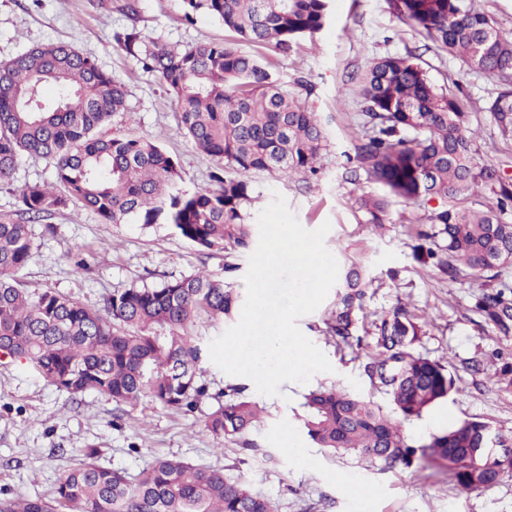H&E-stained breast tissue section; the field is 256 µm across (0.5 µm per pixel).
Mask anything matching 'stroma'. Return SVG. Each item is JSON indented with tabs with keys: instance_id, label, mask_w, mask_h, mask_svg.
<instances>
[{
	"instance_id": "35a3bbf8",
	"label": "stroma",
	"mask_w": 512,
	"mask_h": 512,
	"mask_svg": "<svg viewBox=\"0 0 512 512\" xmlns=\"http://www.w3.org/2000/svg\"><path fill=\"white\" fill-rule=\"evenodd\" d=\"M128 1L108 0L102 6L98 0H0V61L41 43H74L127 90L126 111L112 116L104 134L160 142L178 162L185 188L211 187L217 160L195 148L179 128L176 105L158 78L143 70L114 36L133 29L143 39L159 38L186 48L224 41L229 33L207 15L186 18L183 0H132L137 6L133 17L125 11ZM424 45V38L392 11L389 0H328L321 31L301 39L286 54L259 51L266 69L284 88L294 89L299 78L312 85L309 103L324 125L328 148L320 173L310 181L254 175L251 213L259 215L278 192L305 229L330 224L327 249L337 262H357L372 279L353 330L359 346L348 347L332 335L336 296L328 294L298 325L326 355L332 372L315 374L305 384L283 383L279 395L266 396L250 379L224 373L206 356L201 368L208 396L188 415L147 399L132 409L93 392L74 398L48 385L26 361L0 358V499L49 494L57 476L92 446L102 449L103 466L133 476L153 458L164 456L222 467L226 474L244 477L253 492L272 499L279 512H512V474L489 492L467 494L453 489L443 474L413 466H371L350 453L313 447L298 427L304 395L320 387H340L387 405L367 366L378 352L375 321L403 304L422 327L413 351L450 363L457 380L447 401L404 422L405 434L414 438L438 433L467 419L512 432V387L492 384L470 369L476 361L512 363V328H493L475 310L476 282L449 281L438 269L414 260L416 209L394 203L392 224L374 231L354 198L363 191L380 192V185L357 187L342 179L360 133L353 78L361 69L374 58L412 51L423 56L435 82L459 74L452 55L435 56ZM462 84L476 104L470 122L480 131L481 163L505 167L512 176V136H503L491 113L480 109L495 93L496 80L471 74ZM36 180L53 182L52 166L38 157H23L11 181L0 183V213L15 210L20 189ZM32 233L33 256L17 274L31 293L49 289L99 307L113 291L143 284L158 287L198 271L238 292L246 290L248 254L200 249L166 224H105L93 212L72 205L49 224L33 225ZM77 251L87 260L85 268L71 263ZM235 392L266 410L250 435L253 446L246 450L231 441L217 446L204 427L219 397Z\"/></svg>"
}]
</instances>
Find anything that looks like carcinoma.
Returning <instances> with one entry per match:
<instances>
[{
    "instance_id": "1",
    "label": "carcinoma",
    "mask_w": 512,
    "mask_h": 512,
    "mask_svg": "<svg viewBox=\"0 0 512 512\" xmlns=\"http://www.w3.org/2000/svg\"><path fill=\"white\" fill-rule=\"evenodd\" d=\"M186 15L204 12L236 35V42H200L180 49L146 42L136 29L115 41L155 74L176 104L180 127L202 153L225 162L217 187L188 190L177 164L157 143L106 137L97 131L126 111L125 86L73 43L49 42L0 62V183L25 155L48 160L55 182L27 183L11 213H0V352L31 363L47 384L71 396L95 392L119 406L144 398L176 413H191L207 395L201 381L197 317L218 321L240 303L235 290L206 272L160 288L112 292L101 309L51 290L31 294L15 274L32 257L30 224L71 204L105 224H168L201 249L248 250L255 236L247 204L250 178L266 172L306 180L317 174L325 133L319 114L301 94L271 78L245 47L290 51L319 32L327 0H184ZM393 12L447 52L464 73L497 78L502 90L483 110L502 134L512 132V35L470 0H391ZM362 133L346 180L381 184L354 203L376 228L393 223L394 200L422 210L412 246L415 259L450 281L497 282L476 296L488 323L508 329L512 284V179L475 158L477 131L469 126L468 97L459 79L443 85L408 52L376 59L356 76ZM52 84L57 97L46 101ZM432 201L436 208H428ZM372 279L355 262L340 270L334 335L347 342ZM406 306L385 314L378 353L367 366L391 410L342 388L304 397L301 430L308 442L387 466L434 468L465 493L495 488L512 472V435L481 422H459L426 439L404 436L402 422L419 418L455 386L444 364L409 350L419 326ZM496 384L512 385V368L474 362ZM260 419L252 399L235 396L205 420L218 447L251 446ZM85 448L61 472L46 497L0 499V512H277L224 469L179 457L152 460L137 476L98 463Z\"/></svg>"
}]
</instances>
